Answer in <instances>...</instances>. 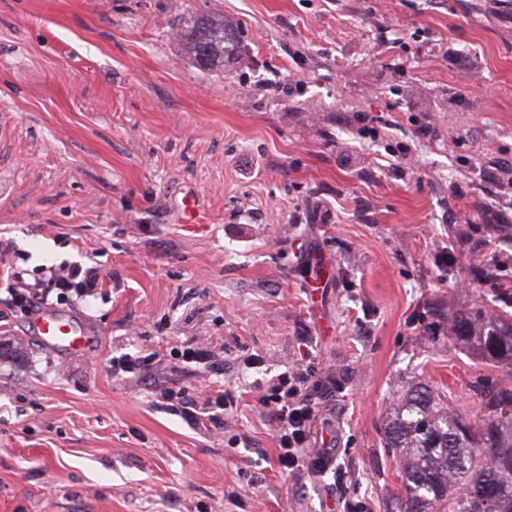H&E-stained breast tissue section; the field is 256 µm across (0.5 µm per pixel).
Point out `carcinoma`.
<instances>
[{
	"instance_id": "1",
	"label": "carcinoma",
	"mask_w": 512,
	"mask_h": 512,
	"mask_svg": "<svg viewBox=\"0 0 512 512\" xmlns=\"http://www.w3.org/2000/svg\"><path fill=\"white\" fill-rule=\"evenodd\" d=\"M184 53L206 70H224L237 33L220 15L194 17L177 31ZM455 338L484 360L512 367V315L463 311ZM475 422L448 414L441 397L411 384L385 424L386 446L402 464L404 494L395 512H512V389L485 395Z\"/></svg>"
}]
</instances>
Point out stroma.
I'll return each instance as SVG.
<instances>
[{"label":"stroma","mask_w":512,"mask_h":512,"mask_svg":"<svg viewBox=\"0 0 512 512\" xmlns=\"http://www.w3.org/2000/svg\"><path fill=\"white\" fill-rule=\"evenodd\" d=\"M212 13L240 36L220 72L175 36ZM511 168L512 0H0V281L40 278L35 243L55 267L104 252L96 299L48 301L84 350L0 303V512H390L406 382L470 419L512 387L448 330L492 307L482 273L512 279ZM304 336L340 379L332 493L270 466L252 486L232 445L275 456L254 385ZM199 343L222 370L182 361ZM127 353L150 372L113 374ZM173 382L231 391L232 427L187 425ZM32 330L43 347L49 352H76L88 344L87 332L71 316L42 309L34 313ZM80 333L79 337L70 338ZM83 340V341H81ZM80 341V344H77Z\"/></svg>","instance_id":"obj_1"}]
</instances>
